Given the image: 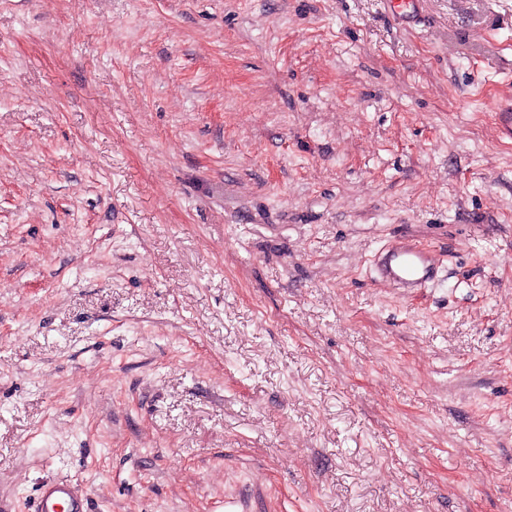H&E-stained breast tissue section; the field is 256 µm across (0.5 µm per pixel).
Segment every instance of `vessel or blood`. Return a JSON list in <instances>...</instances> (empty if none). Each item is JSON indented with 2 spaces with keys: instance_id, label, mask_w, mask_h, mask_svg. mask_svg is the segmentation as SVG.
I'll list each match as a JSON object with an SVG mask.
<instances>
[{
  "instance_id": "1",
  "label": "vessel or blood",
  "mask_w": 512,
  "mask_h": 512,
  "mask_svg": "<svg viewBox=\"0 0 512 512\" xmlns=\"http://www.w3.org/2000/svg\"><path fill=\"white\" fill-rule=\"evenodd\" d=\"M374 266L378 282L418 288L432 277L436 259L414 243L399 241L385 248L375 258ZM33 507V512H88V499L72 482L51 480L40 486Z\"/></svg>"
}]
</instances>
